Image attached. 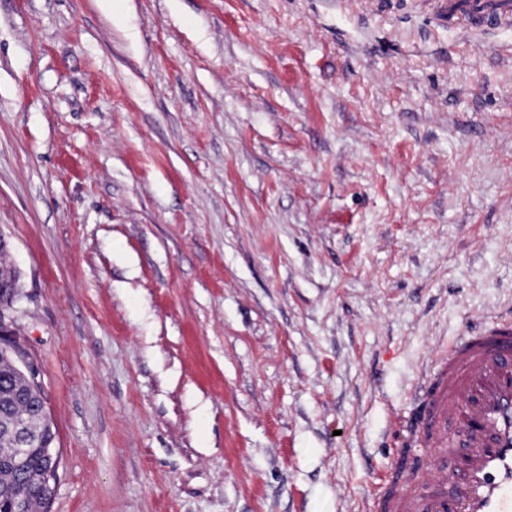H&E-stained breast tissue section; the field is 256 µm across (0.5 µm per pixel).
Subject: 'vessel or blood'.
<instances>
[{"label": "vessel or blood", "instance_id": "b4317fda", "mask_svg": "<svg viewBox=\"0 0 512 512\" xmlns=\"http://www.w3.org/2000/svg\"><path fill=\"white\" fill-rule=\"evenodd\" d=\"M410 395L414 410L397 427L428 455L388 512H512V310L421 370Z\"/></svg>", "mask_w": 512, "mask_h": 512}]
</instances>
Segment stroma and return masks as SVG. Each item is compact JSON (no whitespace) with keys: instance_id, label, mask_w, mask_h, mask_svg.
Returning <instances> with one entry per match:
<instances>
[{"instance_id":"1","label":"stroma","mask_w":512,"mask_h":512,"mask_svg":"<svg viewBox=\"0 0 512 512\" xmlns=\"http://www.w3.org/2000/svg\"><path fill=\"white\" fill-rule=\"evenodd\" d=\"M442 0H0L6 328L48 512H364L512 305V24ZM2 254L4 255V253H0V315H4V312L11 307V294L7 288H18L16 274L12 270V266L8 265L6 261L2 262ZM4 318L0 317V350L11 352V357L20 366L21 371H18L25 377L30 385L24 391L17 395L18 399L31 404L38 412L40 418L44 421L43 427L47 424L48 414L45 405L40 402V386L39 372L36 367L30 364L25 357L23 350L18 347L9 337L10 334L4 329Z\"/></svg>"}]
</instances>
